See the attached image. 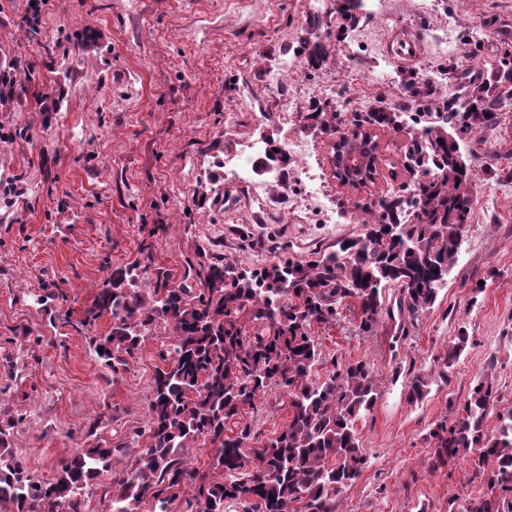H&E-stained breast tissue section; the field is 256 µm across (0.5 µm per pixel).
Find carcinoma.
Segmentation results:
<instances>
[{
  "mask_svg": "<svg viewBox=\"0 0 512 512\" xmlns=\"http://www.w3.org/2000/svg\"><path fill=\"white\" fill-rule=\"evenodd\" d=\"M512 106V54L500 59L491 79L466 99L444 105L440 125L421 130L407 149V166L431 165L432 177L409 193L378 200L366 214L364 232L339 242V249L305 264L271 262L246 270L222 259L202 261L196 286L175 284L158 271L143 282L140 272L153 262L152 244L140 258L100 282L80 325L111 320L108 333L89 336L97 359L112 372L140 350L157 323L169 328L158 351L145 433L114 444L96 442L58 463L51 482L27 470L11 434L22 418L0 420V506L7 512H84L85 498L99 485L113 457H130L112 476L111 512H225L237 502L243 512H336L338 497L366 468L357 421L375 406L379 392L365 360L327 364L309 328L330 325L340 307L358 305L362 334L376 331L382 318L398 321L399 331L414 325L436 302L456 261L474 199L472 172L457 166L460 146L449 130L492 128ZM397 113L378 110L355 117L349 142L367 153L365 124L396 125ZM256 170L288 165L274 141ZM399 288L397 309L386 306L383 291ZM469 337L460 332L441 357L437 376L447 378ZM325 378L316 379L319 371ZM431 375L416 374L406 384L411 403L423 400ZM288 396V423L264 441L237 419L271 386ZM491 380L480 377L451 425L430 432L435 446L426 464L437 470L459 455L474 454L476 470L488 474L486 491L448 512H512V412L498 416L489 432L485 419L494 409ZM214 454L209 471L195 467L188 451L199 439Z\"/></svg>",
  "mask_w": 512,
  "mask_h": 512,
  "instance_id": "obj_1",
  "label": "carcinoma"
}]
</instances>
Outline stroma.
<instances>
[{
    "instance_id": "obj_1",
    "label": "stroma",
    "mask_w": 512,
    "mask_h": 512,
    "mask_svg": "<svg viewBox=\"0 0 512 512\" xmlns=\"http://www.w3.org/2000/svg\"><path fill=\"white\" fill-rule=\"evenodd\" d=\"M343 0H49L39 34L19 22L28 0H0V65L31 64L0 102V418L20 420L13 446L29 472L52 481L58 463L93 440L146 430L152 377L168 330L119 372L86 339L109 320L78 322L109 270L128 265L154 225V266L181 280L197 250L254 270L307 262L362 231L360 206L423 180L404 151L438 103L489 78L512 41V0H377L347 17ZM414 30L425 45L412 64L389 44ZM322 46L319 65L308 48ZM430 95L417 120L373 127L379 169L364 187L342 185L331 137L310 112L342 106L337 133L360 110L392 107L408 82ZM273 139L288 153L275 184L235 180L224 160L242 144ZM475 171L474 204L456 262L434 306L407 335L390 320L358 335V310L314 326L326 358L373 366L379 398L358 424L369 455L340 512H448L450 497L481 495L472 457L430 471V432L453 421L483 372L512 409V111L491 131L458 129ZM306 144L301 159L294 143ZM318 175L310 193L305 166ZM52 293L56 317L38 304ZM469 341L424 401L405 385L433 372L459 332ZM278 388L241 419L265 437L288 422ZM107 422L93 428L95 413Z\"/></svg>"
}]
</instances>
